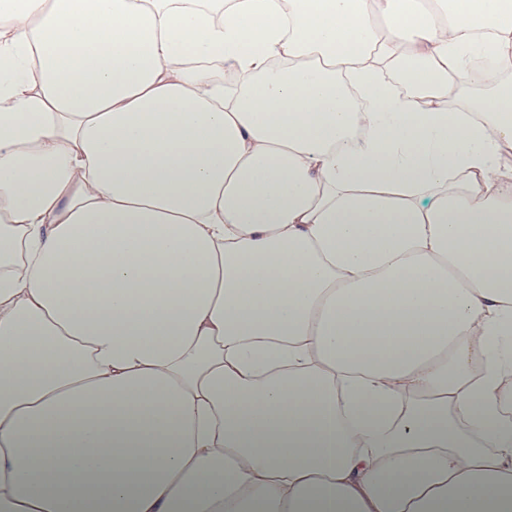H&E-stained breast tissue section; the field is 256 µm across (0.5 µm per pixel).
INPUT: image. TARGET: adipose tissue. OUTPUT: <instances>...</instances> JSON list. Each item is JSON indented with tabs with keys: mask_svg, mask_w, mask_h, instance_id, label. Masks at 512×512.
<instances>
[{
	"mask_svg": "<svg viewBox=\"0 0 512 512\" xmlns=\"http://www.w3.org/2000/svg\"><path fill=\"white\" fill-rule=\"evenodd\" d=\"M481 28L512 56V0H0V512H512Z\"/></svg>",
	"mask_w": 512,
	"mask_h": 512,
	"instance_id": "ef3b65f1",
	"label": "adipose tissue"
}]
</instances>
